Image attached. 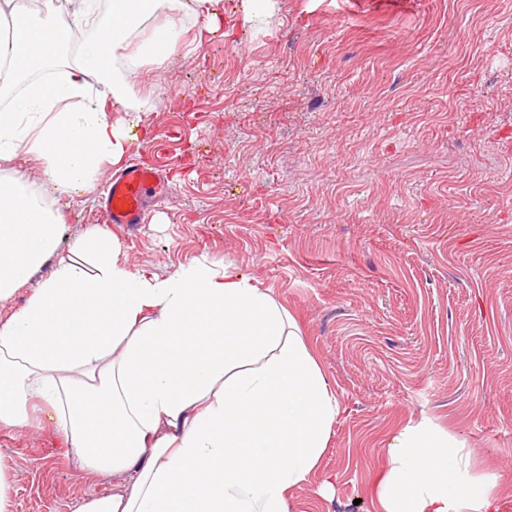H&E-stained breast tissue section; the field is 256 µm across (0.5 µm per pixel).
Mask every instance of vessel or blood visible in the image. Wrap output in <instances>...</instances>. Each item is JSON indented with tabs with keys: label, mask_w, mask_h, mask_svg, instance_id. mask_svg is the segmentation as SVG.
Instances as JSON below:
<instances>
[{
	"label": "vessel or blood",
	"mask_w": 512,
	"mask_h": 512,
	"mask_svg": "<svg viewBox=\"0 0 512 512\" xmlns=\"http://www.w3.org/2000/svg\"><path fill=\"white\" fill-rule=\"evenodd\" d=\"M162 180L158 168L133 164L109 177L102 219L112 225L143 223L149 198Z\"/></svg>",
	"instance_id": "obj_1"
}]
</instances>
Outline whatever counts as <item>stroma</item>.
Here are the masks:
<instances>
[{
  "label": "stroma",
  "instance_id": "obj_1",
  "mask_svg": "<svg viewBox=\"0 0 512 512\" xmlns=\"http://www.w3.org/2000/svg\"><path fill=\"white\" fill-rule=\"evenodd\" d=\"M113 69L151 98L140 160L164 171L117 234L132 268L237 264L345 406L294 512H376L389 442L424 416L512 504V0H224L202 47ZM33 416L0 429L13 512L111 493Z\"/></svg>",
  "mask_w": 512,
  "mask_h": 512
}]
</instances>
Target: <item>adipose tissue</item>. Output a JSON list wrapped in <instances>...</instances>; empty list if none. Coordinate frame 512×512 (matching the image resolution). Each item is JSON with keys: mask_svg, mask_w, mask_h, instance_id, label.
I'll return each mask as SVG.
<instances>
[{"mask_svg": "<svg viewBox=\"0 0 512 512\" xmlns=\"http://www.w3.org/2000/svg\"><path fill=\"white\" fill-rule=\"evenodd\" d=\"M96 2L62 18L0 0V57L10 59L0 95L23 85L0 113V164L37 161L49 188L18 170L0 178V303L38 283L0 323V427L28 425L33 403L52 410L64 454L112 480L74 512H292L343 407L270 289L204 256L163 277L133 269L101 225L66 240L74 193L125 162L126 115L151 108L120 79L104 83L105 65L120 51L135 64L174 54L180 12L203 18L194 41L204 44L224 0H110L108 24L77 62L37 78L93 22ZM498 486L463 439L425 417L392 438L374 498L378 512H497Z\"/></svg>", "mask_w": 512, "mask_h": 512, "instance_id": "adipose-tissue-1", "label": "adipose tissue"}]
</instances>
